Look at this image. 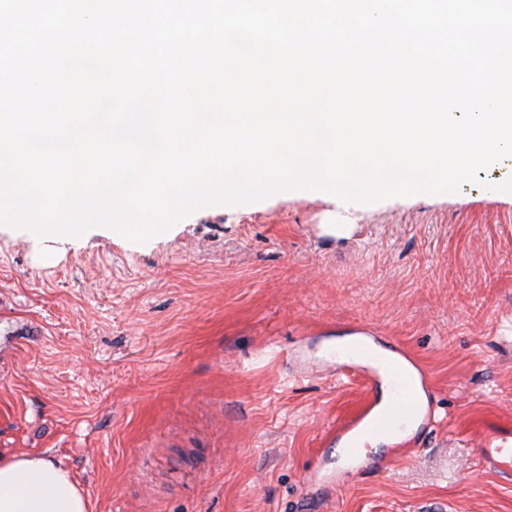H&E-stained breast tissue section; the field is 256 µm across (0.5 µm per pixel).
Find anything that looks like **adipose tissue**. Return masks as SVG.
<instances>
[{"instance_id": "adipose-tissue-1", "label": "adipose tissue", "mask_w": 512, "mask_h": 512, "mask_svg": "<svg viewBox=\"0 0 512 512\" xmlns=\"http://www.w3.org/2000/svg\"><path fill=\"white\" fill-rule=\"evenodd\" d=\"M71 474L39 454L0 456V512H89Z\"/></svg>"}]
</instances>
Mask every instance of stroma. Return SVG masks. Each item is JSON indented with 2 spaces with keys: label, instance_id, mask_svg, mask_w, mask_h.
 <instances>
[{
  "label": "stroma",
  "instance_id": "stroma-1",
  "mask_svg": "<svg viewBox=\"0 0 512 512\" xmlns=\"http://www.w3.org/2000/svg\"><path fill=\"white\" fill-rule=\"evenodd\" d=\"M494 177L203 208L144 243L0 225V455L67 469L91 512H512L477 451L512 446V198ZM363 328L414 360L433 418L344 475L335 429L380 387L298 361Z\"/></svg>",
  "mask_w": 512,
  "mask_h": 512
}]
</instances>
